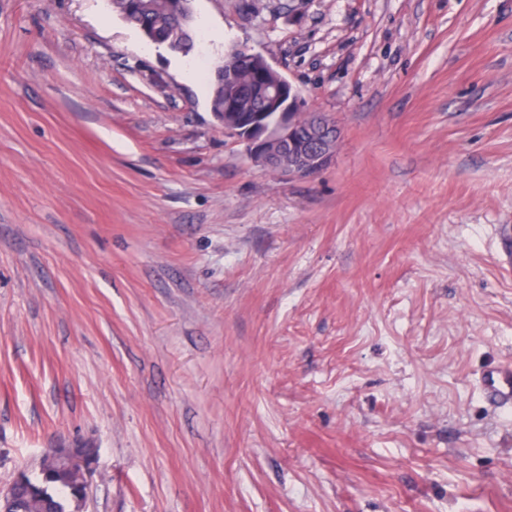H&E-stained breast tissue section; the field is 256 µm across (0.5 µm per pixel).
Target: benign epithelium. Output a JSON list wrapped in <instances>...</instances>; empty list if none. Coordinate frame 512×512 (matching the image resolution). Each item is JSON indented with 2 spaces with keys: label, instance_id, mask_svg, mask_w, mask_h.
Wrapping results in <instances>:
<instances>
[{
  "label": "benign epithelium",
  "instance_id": "obj_1",
  "mask_svg": "<svg viewBox=\"0 0 512 512\" xmlns=\"http://www.w3.org/2000/svg\"><path fill=\"white\" fill-rule=\"evenodd\" d=\"M257 53L236 49L235 55L217 70L216 77L240 81L247 77L251 93L257 95L262 107L253 112L238 111L233 99L224 102V133L245 144L250 159L264 170L288 179L312 178L327 168L335 155L338 127L334 124L309 131L301 138L300 128L309 115L306 100L268 59L260 67L245 69L242 64ZM60 467L80 480L81 498H87L91 476L89 459L77 448H55Z\"/></svg>",
  "mask_w": 512,
  "mask_h": 512
}]
</instances>
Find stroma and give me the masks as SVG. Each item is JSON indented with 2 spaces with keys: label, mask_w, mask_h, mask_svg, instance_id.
Returning a JSON list of instances; mask_svg holds the SVG:
<instances>
[{
  "label": "stroma",
  "mask_w": 512,
  "mask_h": 512,
  "mask_svg": "<svg viewBox=\"0 0 512 512\" xmlns=\"http://www.w3.org/2000/svg\"><path fill=\"white\" fill-rule=\"evenodd\" d=\"M0 0V492L86 512H512V0ZM341 131L284 180L210 107L231 45ZM149 13L143 11L128 12L125 8V0H111L112 7L117 12H125V21L136 26L140 31L144 24L150 25L158 34L168 36L171 34L178 22L171 15L166 14L163 9L164 0H143ZM484 386L488 397L494 403H507L512 394V364L488 372L484 377ZM51 452L55 454L62 469L79 478L80 486L82 488L80 493V503L83 507L85 498H87V490L91 476V468L88 466L90 460L82 454L78 448H53ZM52 467V462L48 455H46L37 478L32 479L25 473L20 474V477L24 479L32 489L28 491L17 487L16 512H42L44 510L62 512L63 510H67V508H72V499L74 497L59 501L52 494L53 489L70 485L69 482L53 481L49 476Z\"/></svg>",
  "instance_id": "obj_1"
}]
</instances>
